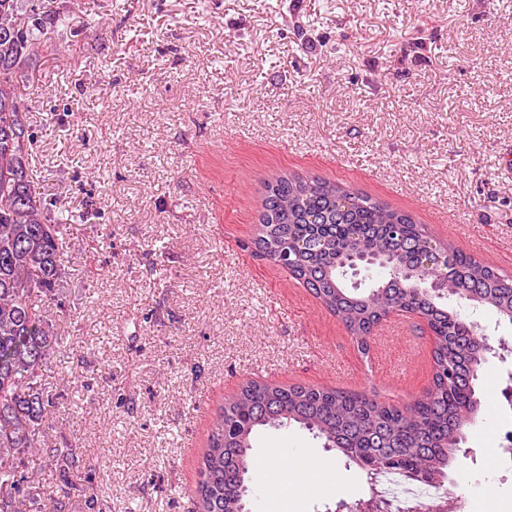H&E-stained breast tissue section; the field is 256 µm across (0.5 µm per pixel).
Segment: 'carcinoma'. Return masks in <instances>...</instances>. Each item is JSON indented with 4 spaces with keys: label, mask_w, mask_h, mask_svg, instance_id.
I'll use <instances>...</instances> for the list:
<instances>
[{
    "label": "carcinoma",
    "mask_w": 512,
    "mask_h": 512,
    "mask_svg": "<svg viewBox=\"0 0 512 512\" xmlns=\"http://www.w3.org/2000/svg\"><path fill=\"white\" fill-rule=\"evenodd\" d=\"M64 13L46 0H0V512H27L45 501L49 512H68L71 495L88 512H110L88 486L73 482L80 457L64 433L62 447H47L54 398L44 393L42 368L60 349L51 330L50 301L67 284L64 235L72 212L47 199L31 149L37 133L29 106L16 94L37 52L55 54ZM433 240L408 214L372 197L320 179L277 176L264 182L253 252L278 263L291 253L288 271L343 324L366 355L375 332L395 311L422 315L432 332V378L426 393L397 406L365 393L313 386H272L251 381L224 402L209 428L199 460L196 512H249L252 438L266 428L298 425L324 440L370 477L395 470L443 482L468 428L479 413L476 382L486 351L478 328L419 280L421 246ZM444 277L459 301H475L512 322V277L441 244ZM398 268L367 292L348 287L359 258ZM42 453L58 484L38 493L40 469L26 459Z\"/></svg>",
    "instance_id": "obj_1"
}]
</instances>
